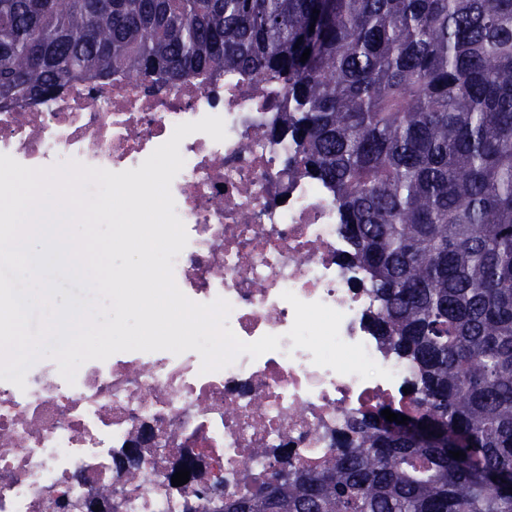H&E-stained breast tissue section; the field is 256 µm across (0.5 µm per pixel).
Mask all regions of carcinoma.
I'll use <instances>...</instances> for the list:
<instances>
[{"label":"carcinoma","instance_id":"carcinoma-1","mask_svg":"<svg viewBox=\"0 0 512 512\" xmlns=\"http://www.w3.org/2000/svg\"><path fill=\"white\" fill-rule=\"evenodd\" d=\"M224 70L286 86L428 438L354 416L221 512H512V0H0V108Z\"/></svg>","mask_w":512,"mask_h":512}]
</instances>
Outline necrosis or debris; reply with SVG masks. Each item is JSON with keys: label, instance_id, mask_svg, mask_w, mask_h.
Here are the masks:
<instances>
[{"label": "necrosis or debris", "instance_id": "obj_1", "mask_svg": "<svg viewBox=\"0 0 512 512\" xmlns=\"http://www.w3.org/2000/svg\"><path fill=\"white\" fill-rule=\"evenodd\" d=\"M290 109L281 82L230 71L169 85L116 74L20 112L0 109V154L32 168L76 161L113 172L139 168L176 125L221 117L223 141L198 132L180 144L171 193L188 243L174 279L192 301H228L242 341L281 338L279 350L205 374L193 351H132L84 363L71 384L49 358L28 370L25 388L0 381V512H55L56 496L77 501L105 487L112 512H217L218 498L172 485L175 459L199 458L225 495H239L267 481L282 454L320 465L351 416L411 408L412 367L372 329L379 303L350 257L334 190L296 168L277 121ZM287 290L342 312L341 338L363 343L393 379L339 374L293 348ZM135 446L133 481L116 461Z\"/></svg>", "mask_w": 512, "mask_h": 512}]
</instances>
